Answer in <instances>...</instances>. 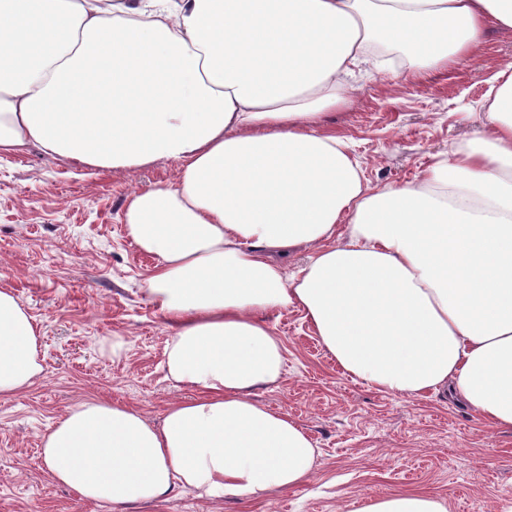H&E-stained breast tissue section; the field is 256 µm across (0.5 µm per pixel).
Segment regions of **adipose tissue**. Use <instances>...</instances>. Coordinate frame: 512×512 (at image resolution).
<instances>
[{
    "label": "adipose tissue",
    "mask_w": 512,
    "mask_h": 512,
    "mask_svg": "<svg viewBox=\"0 0 512 512\" xmlns=\"http://www.w3.org/2000/svg\"><path fill=\"white\" fill-rule=\"evenodd\" d=\"M512 0H0V153L35 146L97 168L180 163L123 222L156 264L145 291L171 334L168 379L194 398L160 425L87 399L42 441L50 476L111 506L174 488L205 499L303 485L316 449L255 402L300 310L348 375L445 393L512 429V62L473 143L418 180L371 187L323 123L376 41L413 73L470 58ZM40 330L0 288V397L42 371ZM358 512H446L432 494Z\"/></svg>",
    "instance_id": "1"
}]
</instances>
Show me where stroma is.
<instances>
[{
    "label": "stroma",
    "mask_w": 512,
    "mask_h": 512,
    "mask_svg": "<svg viewBox=\"0 0 512 512\" xmlns=\"http://www.w3.org/2000/svg\"><path fill=\"white\" fill-rule=\"evenodd\" d=\"M512 61V34L489 29L478 52L423 80L409 72L360 78L332 127L374 185L414 181L432 155L462 144L491 98L490 77ZM177 164L103 169L55 159L31 146L0 154V286L13 289L42 332V373L0 398V512H343L364 499L423 492L447 512H512V429L429 394L404 397L352 380L297 310L267 319L283 336L280 380L255 401L288 413L318 455L307 482L259 500H203L188 490L117 508L82 500L54 482L43 435L74 403H120L160 424L190 389L167 379L169 331L144 286L154 259L123 224L134 192L172 185ZM124 346L113 353V337Z\"/></svg>",
    "instance_id": "stroma-1"
}]
</instances>
